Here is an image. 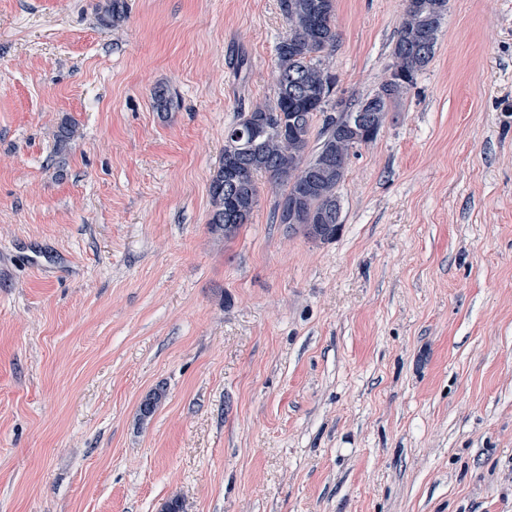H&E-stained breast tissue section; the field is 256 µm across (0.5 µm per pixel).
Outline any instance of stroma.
Masks as SVG:
<instances>
[{
    "instance_id": "obj_1",
    "label": "stroma",
    "mask_w": 512,
    "mask_h": 512,
    "mask_svg": "<svg viewBox=\"0 0 512 512\" xmlns=\"http://www.w3.org/2000/svg\"><path fill=\"white\" fill-rule=\"evenodd\" d=\"M101 2L0 0V512H512V0H448L325 243L208 226L280 0ZM403 11L336 0L337 97Z\"/></svg>"
}]
</instances>
